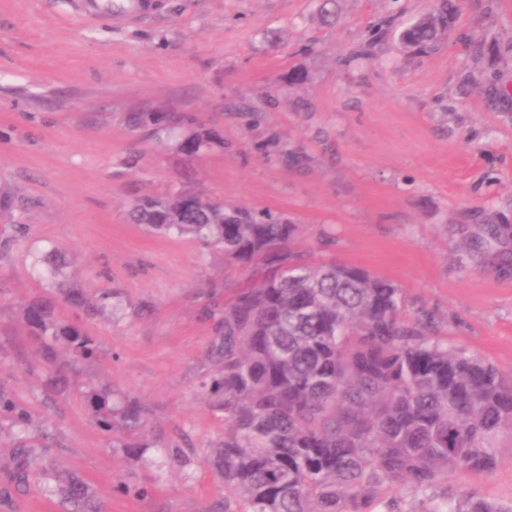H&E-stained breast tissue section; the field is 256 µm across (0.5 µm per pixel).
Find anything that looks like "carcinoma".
Wrapping results in <instances>:
<instances>
[{
	"label": "carcinoma",
	"mask_w": 512,
	"mask_h": 512,
	"mask_svg": "<svg viewBox=\"0 0 512 512\" xmlns=\"http://www.w3.org/2000/svg\"><path fill=\"white\" fill-rule=\"evenodd\" d=\"M460 0H438L408 27L384 17L341 59H373L394 37L416 54L438 50L455 32ZM137 128L157 135L188 127L179 151L193 157L222 146L193 115L139 112ZM132 220L155 234L175 233L219 247L250 269L249 283L224 303L209 396L224 409V438L208 463L224 479V512H375L380 496L407 489L424 495L448 472L489 474L497 442L512 434V374L436 334V315L419 305L407 324L403 288L359 266L314 263L293 248L300 225L270 209L226 204L177 192L142 197ZM512 238V226L486 224L462 243L466 269L484 249ZM45 274L57 299L89 316L112 292L88 300L60 278L53 255ZM29 326L63 347L73 362L99 345L78 323L56 320L51 301L29 304ZM53 344L46 345L54 356ZM95 424L129 436L146 427L143 409L118 405L111 391L82 393ZM0 413L24 430L30 415L0 389ZM22 441L12 450L10 486L28 485L34 469L53 481L50 493L68 512H102L88 481L54 474L45 452ZM428 512H512L463 492Z\"/></svg>",
	"instance_id": "obj_1"
}]
</instances>
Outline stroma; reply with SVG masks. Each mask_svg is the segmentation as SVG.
Masks as SVG:
<instances>
[{
  "mask_svg": "<svg viewBox=\"0 0 512 512\" xmlns=\"http://www.w3.org/2000/svg\"><path fill=\"white\" fill-rule=\"evenodd\" d=\"M71 0H0V387L49 436L61 473L97 489L103 512H218L224 485L206 463L224 437V412L206 396L224 301L246 279L222 250L149 233L128 209L186 189L269 208L300 224L297 248L314 262L364 267L426 304L439 335L512 374V265H457L464 231L487 217L512 225V0H464L456 37L427 56L389 53L344 69L369 25L407 22L434 0H339L324 25L319 0H163L141 23L88 21ZM478 36L481 56L460 42ZM300 84L289 85L292 72ZM261 116L250 122L251 111ZM138 112L200 117L222 143L189 158L133 126ZM302 146V165L284 164ZM27 235L15 232L16 225ZM65 257L86 297L116 292L122 312L80 319L98 357L49 367L24 317L54 291L35 256ZM111 387L145 408L144 457L98 428L80 395ZM188 436V461L158 472L155 447ZM488 475L449 473L434 495L467 491L512 504V438ZM0 512H61L35 476L0 497Z\"/></svg>",
  "mask_w": 512,
  "mask_h": 512,
  "instance_id": "35a3bbf8",
  "label": "stroma"
}]
</instances>
